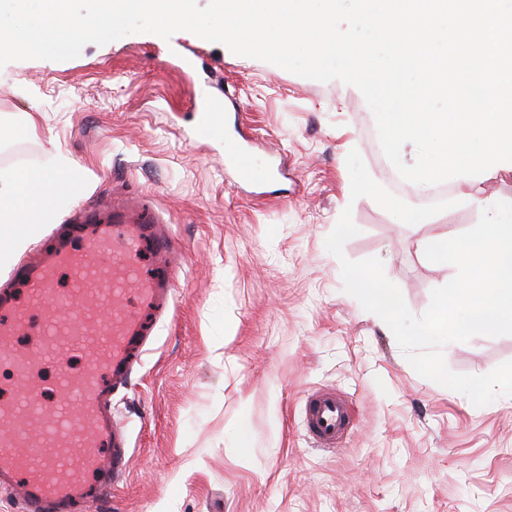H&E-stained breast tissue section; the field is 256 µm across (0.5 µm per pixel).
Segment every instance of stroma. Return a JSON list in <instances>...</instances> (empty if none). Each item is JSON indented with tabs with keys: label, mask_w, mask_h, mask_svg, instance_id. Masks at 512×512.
Wrapping results in <instances>:
<instances>
[{
	"label": "stroma",
	"mask_w": 512,
	"mask_h": 512,
	"mask_svg": "<svg viewBox=\"0 0 512 512\" xmlns=\"http://www.w3.org/2000/svg\"><path fill=\"white\" fill-rule=\"evenodd\" d=\"M205 100L223 102L226 135L272 160L269 182H237L221 140L201 131ZM353 149L390 187L394 167L362 95L188 32L0 68V170L74 163L54 219L21 225L24 247L0 255V283L84 222L78 198L103 212L139 198L180 253L170 316L112 400L130 433L129 476L84 512H512V396L478 407L420 376L382 319L344 291L325 248L351 208L358 233L345 256L381 259L419 316L456 270L429 262L418 240L456 236L481 211L455 206L407 225L371 198L351 199ZM443 352L449 370L483 375L512 360V335ZM318 391L352 405L335 448L307 433Z\"/></svg>",
	"instance_id": "1"
}]
</instances>
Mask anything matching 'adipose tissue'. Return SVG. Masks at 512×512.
Instances as JSON below:
<instances>
[{"label":"adipose tissue","mask_w":512,"mask_h":512,"mask_svg":"<svg viewBox=\"0 0 512 512\" xmlns=\"http://www.w3.org/2000/svg\"><path fill=\"white\" fill-rule=\"evenodd\" d=\"M69 170L67 161H60L56 173L43 177L39 194L26 195L23 192L25 178L11 172H0V224H36L49 211L54 193L59 186V175Z\"/></svg>","instance_id":"adipose-tissue-1"}]
</instances>
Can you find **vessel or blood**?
Wrapping results in <instances>:
<instances>
[{"label":"vessel or blood","instance_id":"b4317fda","mask_svg":"<svg viewBox=\"0 0 512 512\" xmlns=\"http://www.w3.org/2000/svg\"><path fill=\"white\" fill-rule=\"evenodd\" d=\"M224 156L243 181L270 175L235 143L225 144ZM147 245L161 257L172 253L168 229L128 199L113 207L111 222L19 265L11 279L20 295L0 292V488L17 491L27 512H82L104 473L117 478L127 469V433L112 414V393L153 345L177 276L170 264L142 277ZM64 272L71 276L61 296L66 316L45 318L42 304L58 294ZM24 334L35 344H20ZM89 349L93 358L72 372L71 357ZM351 422L348 403L335 394L307 405L308 430L324 446H336Z\"/></svg>","mask_w":512,"mask_h":512}]
</instances>
